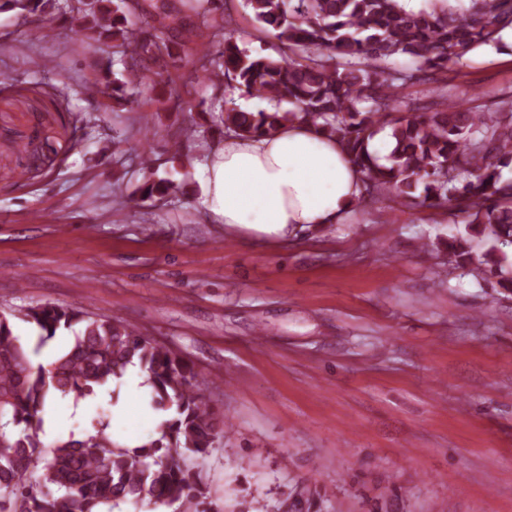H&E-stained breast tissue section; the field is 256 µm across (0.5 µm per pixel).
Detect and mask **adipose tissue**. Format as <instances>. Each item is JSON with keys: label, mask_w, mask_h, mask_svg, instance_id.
I'll list each match as a JSON object with an SVG mask.
<instances>
[{"label": "adipose tissue", "mask_w": 512, "mask_h": 512, "mask_svg": "<svg viewBox=\"0 0 512 512\" xmlns=\"http://www.w3.org/2000/svg\"><path fill=\"white\" fill-rule=\"evenodd\" d=\"M203 170L202 195L214 223L282 242L340 223L364 190L352 157L311 122L225 136Z\"/></svg>", "instance_id": "ef3b65f1"}]
</instances>
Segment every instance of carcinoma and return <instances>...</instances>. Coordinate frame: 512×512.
Returning a JSON list of instances; mask_svg holds the SVG:
<instances>
[{"label": "carcinoma", "instance_id": "1", "mask_svg": "<svg viewBox=\"0 0 512 512\" xmlns=\"http://www.w3.org/2000/svg\"><path fill=\"white\" fill-rule=\"evenodd\" d=\"M259 30L274 31L279 58L241 48L234 27L233 0H0V12L37 14L35 40L76 22L77 40L112 50L123 66L95 64L93 80L82 87L106 110L134 104L133 94L166 91L155 97L156 111L181 107L170 69L191 68L213 93L208 112L218 113L215 132L242 136L271 133L284 122H320L364 174L365 208L384 192L403 206H448L467 219V236L448 240L462 264L473 263L469 241L489 243L473 272L500 277L512 288V270L502 248L512 245V101L496 112H481L448 100V62L495 45L512 29V0H470L457 11L448 0L408 10L400 0H246ZM410 57V69L389 67L396 56ZM428 85L421 97L408 92ZM276 102L274 110H239L228 89ZM288 108H281V103ZM390 128L395 146L389 165L369 151L379 131ZM197 129L183 128L170 146L172 158ZM147 199L177 192L166 180L146 181ZM27 322L40 330L34 349L14 335L0 314V512H104L128 501L175 512H213L209 485L196 460L215 439L231 430L206 397L207 382L195 364L118 320L92 316L85 308L41 304L28 308ZM67 331L69 348L49 367L32 364L47 341ZM138 363L148 374L153 407L172 417L160 436L122 446L100 422L82 440L67 439L44 452L40 412L52 396L85 398L121 378ZM325 494L316 486L293 484L269 505L252 502L241 512H323Z\"/></svg>", "mask_w": 512, "mask_h": 512}]
</instances>
